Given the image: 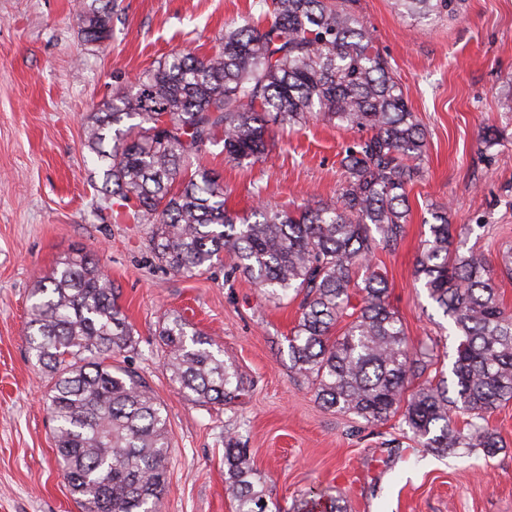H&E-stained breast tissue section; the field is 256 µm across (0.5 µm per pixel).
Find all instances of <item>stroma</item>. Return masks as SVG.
Returning <instances> with one entry per match:
<instances>
[{"instance_id": "obj_1", "label": "stroma", "mask_w": 512, "mask_h": 512, "mask_svg": "<svg viewBox=\"0 0 512 512\" xmlns=\"http://www.w3.org/2000/svg\"><path fill=\"white\" fill-rule=\"evenodd\" d=\"M73 2L0 0V512H81L55 461L44 404L51 376L26 341L31 288L77 247L99 258L133 328L135 343L117 363L167 411L171 466L160 512H233L224 490L231 433L283 512L321 490L347 512H512V403L488 418L503 440L490 457L436 456L410 440L400 417L368 426L324 408L289 359L297 302L269 301L229 257L192 278L173 273L152 251L149 228L97 190L102 173L83 146L90 112L172 50L211 54L225 26L264 13V0H112L101 43L84 40ZM356 11L426 134L405 238L379 248L375 264L411 343L451 354L456 339L417 281L416 260L440 208L462 249L494 265L512 251V0H465L456 17L419 23L394 0H357ZM354 136L313 119L273 131L265 161H228L218 137L200 162L223 179L233 212L260 201L330 204ZM174 312L235 362L245 382L238 400L194 403L171 382L158 331Z\"/></svg>"}]
</instances>
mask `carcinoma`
Segmentation results:
<instances>
[{
    "label": "carcinoma",
    "mask_w": 512,
    "mask_h": 512,
    "mask_svg": "<svg viewBox=\"0 0 512 512\" xmlns=\"http://www.w3.org/2000/svg\"><path fill=\"white\" fill-rule=\"evenodd\" d=\"M354 2L270 0L269 17L226 28L212 55L170 54L139 77L136 91L90 113L84 148L102 170L104 193L151 227L153 250L173 272L201 274L228 254L267 298L300 299L290 361L325 408L367 423L399 413L428 451L489 455L501 440L486 417L512 401V312L485 254L452 249L448 210L435 211L416 274L453 327L450 372L436 368L434 348L409 345L373 258L405 235L426 140ZM396 2L420 19L457 11V0ZM75 7L85 41L105 40L112 0ZM318 117L362 133L339 160L332 205L233 214L224 183L194 165L219 133L228 160L255 163L268 156L270 123L284 131ZM352 288L361 293L355 307ZM30 298L28 348L52 374L47 411L71 495L84 512H158L170 464L168 418L138 375L112 363L134 342L118 289L99 259L78 249ZM158 336L163 368L188 400L224 405L244 392L236 365L181 315L167 316ZM224 465L235 512H281L234 435ZM300 512L344 507L323 493Z\"/></svg>",
    "instance_id": "1"
}]
</instances>
